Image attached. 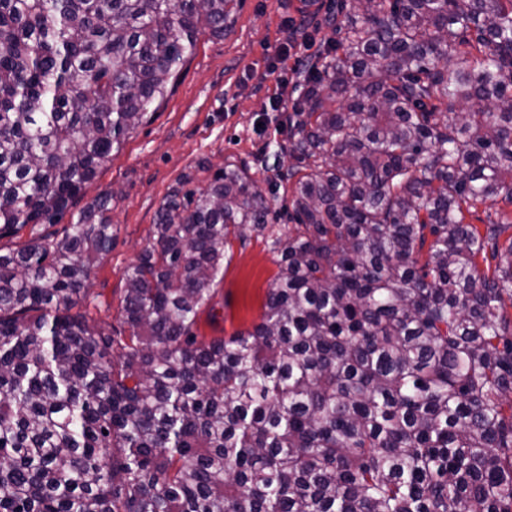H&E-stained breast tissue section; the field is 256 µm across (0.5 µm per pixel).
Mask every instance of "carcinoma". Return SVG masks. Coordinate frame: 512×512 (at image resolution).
Returning a JSON list of instances; mask_svg holds the SVG:
<instances>
[{
	"mask_svg": "<svg viewBox=\"0 0 512 512\" xmlns=\"http://www.w3.org/2000/svg\"><path fill=\"white\" fill-rule=\"evenodd\" d=\"M232 2L0 0V512H512V217L468 222L512 207V0H334L288 231L227 162L94 318L112 195L72 208ZM253 234L260 322L207 339Z\"/></svg>",
	"mask_w": 512,
	"mask_h": 512,
	"instance_id": "obj_1",
	"label": "carcinoma"
}]
</instances>
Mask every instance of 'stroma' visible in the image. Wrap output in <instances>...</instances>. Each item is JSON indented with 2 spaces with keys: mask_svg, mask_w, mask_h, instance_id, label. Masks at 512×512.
I'll return each mask as SVG.
<instances>
[{
  "mask_svg": "<svg viewBox=\"0 0 512 512\" xmlns=\"http://www.w3.org/2000/svg\"><path fill=\"white\" fill-rule=\"evenodd\" d=\"M301 0H235L223 36L201 31L161 106L114 150L86 185L84 200L112 195V251L91 274V293L105 322H117L124 272L153 242L156 212L183 179L204 188L225 162H246L263 193L284 199L274 155L287 147L286 115L269 109L277 91L280 23L296 16ZM277 271L262 239L233 247L215 298L217 326L201 335L247 331L258 323Z\"/></svg>",
  "mask_w": 512,
  "mask_h": 512,
  "instance_id": "stroma-1",
  "label": "stroma"
}]
</instances>
